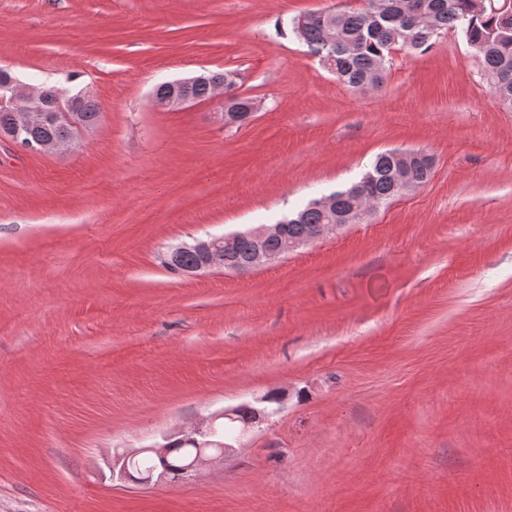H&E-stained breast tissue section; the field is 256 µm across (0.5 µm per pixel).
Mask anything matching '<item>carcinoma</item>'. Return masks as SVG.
<instances>
[{"label":"carcinoma","mask_w":512,"mask_h":512,"mask_svg":"<svg viewBox=\"0 0 512 512\" xmlns=\"http://www.w3.org/2000/svg\"><path fill=\"white\" fill-rule=\"evenodd\" d=\"M366 6L336 7L333 10L305 14L292 21V30L336 79L353 88H374L382 84L391 53L405 48L414 53L430 50L436 39L453 31L461 34L481 62L486 84L502 100L512 104V81L501 84L504 74L512 75V31L501 28L503 13L499 7L505 0H365ZM227 75L210 73L186 84L175 81L157 85L154 100L161 102L182 94L205 101L215 93L228 91ZM47 117L26 132L32 142L70 140L78 129H90L99 118V108L89 97L72 95V108L77 124L56 119L59 94L51 88H39ZM399 164L397 152L377 154L370 168L351 186L337 190L336 220L353 219L361 200L370 198L377 205L395 197L393 169ZM286 234L292 239L308 238L316 226L329 223L325 213L311 201L286 217ZM256 250L248 237L239 238L227 256L225 269L237 274L249 271ZM200 261L199 253L183 251L161 258L167 269L187 272ZM255 406L237 408L235 419L218 426L220 438H231L248 421L255 418Z\"/></svg>","instance_id":"obj_1"}]
</instances>
